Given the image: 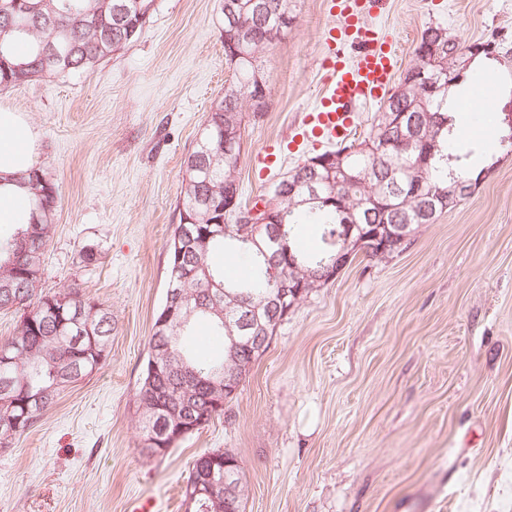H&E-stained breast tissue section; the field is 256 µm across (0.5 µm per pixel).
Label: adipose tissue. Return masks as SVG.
Returning <instances> with one entry per match:
<instances>
[{
	"instance_id": "1",
	"label": "adipose tissue",
	"mask_w": 512,
	"mask_h": 512,
	"mask_svg": "<svg viewBox=\"0 0 512 512\" xmlns=\"http://www.w3.org/2000/svg\"><path fill=\"white\" fill-rule=\"evenodd\" d=\"M38 149L26 113L0 106V224L16 228L28 223L30 194L17 178L35 168Z\"/></svg>"
}]
</instances>
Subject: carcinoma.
I'll list each match as a JSON object with an SVG mask.
<instances>
[{"label": "carcinoma", "instance_id": "cac0c4a2", "mask_svg": "<svg viewBox=\"0 0 512 512\" xmlns=\"http://www.w3.org/2000/svg\"><path fill=\"white\" fill-rule=\"evenodd\" d=\"M126 0H0V90L16 86L18 66L27 69L26 82L46 76H69L95 69L109 58L120 41L112 29V10ZM237 19L247 25L250 59L240 57L244 46L238 29L224 18V60L235 81L215 100L207 121L212 129L203 130L183 162V178L177 204L179 217L186 224L174 225L166 242L169 254L167 287L182 289L189 300L191 315L181 314L183 325L164 329L152 326L146 367L136 391L141 453L162 458L178 440L164 437L166 446L146 444L151 436L167 426L171 413L205 422L201 430L220 416L224 409L212 406V396L224 390V376L240 365H251L262 353L241 344L230 355L231 341L226 336L223 317L235 322L249 307L263 303L278 292L284 278L312 277L336 261L343 244L344 224L356 225L352 237L362 238L372 227L434 223L419 218L423 204L450 181L475 179L469 162L472 151L458 147L460 128L448 112V91L462 85L468 75L448 76V55L457 48L480 47L490 41L459 43L446 29L428 26L415 47L414 67L424 70L425 78L437 86L431 93L426 85H411L400 97H387L388 105L379 108L369 131L336 147L351 149L344 166L353 177H339L333 186L323 184L320 201L301 205L288 197L277 202V225L282 227L277 266H272L254 245L222 233L212 237L201 251L195 247L199 232L208 228L216 215L207 202L224 201V193L240 194L237 166L242 143L234 154L224 155V146L214 126H242L248 95L255 90L256 76H264L267 52L286 34L288 26L277 23L278 0H239ZM18 40L30 45L27 56L14 55ZM57 49L53 59L42 55L47 41ZM406 112L415 118L427 142L407 151L399 127L386 125L385 113ZM20 184L33 195L30 223L17 232L0 237V311L20 315L15 334L0 343V450L32 431L44 412L52 408L59 395L85 380L104 363L112 346V313L85 297L76 288L58 292L39 289L43 274V255L55 224L59 207L58 185L48 173L31 169L19 175ZM307 224L321 228V244L315 250L297 245L299 229ZM28 246L32 264L20 263L19 246ZM186 249L190 264H176V245ZM244 257L251 266L249 276L229 279L224 264L214 261ZM215 283L224 290L219 316L198 307L196 295ZM206 326L224 337L220 357H204L191 349L187 337ZM159 371L151 374V363ZM231 476L234 494L224 498V475ZM245 490L241 468H224V450L205 452L188 465L182 486L184 512H244Z\"/></svg>", "mask_w": 512, "mask_h": 512}]
</instances>
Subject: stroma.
<instances>
[{
	"instance_id": "stroma-1",
	"label": "stroma",
	"mask_w": 512,
	"mask_h": 512,
	"mask_svg": "<svg viewBox=\"0 0 512 512\" xmlns=\"http://www.w3.org/2000/svg\"><path fill=\"white\" fill-rule=\"evenodd\" d=\"M329 6L296 0L267 55V107L242 128L246 202L320 152L262 169L322 92ZM366 21L395 43L399 75L427 26L462 43L499 36L495 124L512 114V0H382ZM232 81L219 0H156L137 40L95 70L0 91L61 194L41 287L81 289L113 327L104 366L0 451V512H126L138 496L177 512L189 462L213 448L240 460L245 512H512V152L469 118L470 143L485 145L475 192L393 257H352L278 325L219 418L163 458L141 455L135 393L182 163Z\"/></svg>"
}]
</instances>
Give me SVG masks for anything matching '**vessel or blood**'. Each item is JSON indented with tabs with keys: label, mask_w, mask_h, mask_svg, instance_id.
Returning a JSON list of instances; mask_svg holds the SVG:
<instances>
[{
	"label": "vessel or blood",
	"mask_w": 512,
	"mask_h": 512,
	"mask_svg": "<svg viewBox=\"0 0 512 512\" xmlns=\"http://www.w3.org/2000/svg\"><path fill=\"white\" fill-rule=\"evenodd\" d=\"M352 0H336L339 31L329 32L323 57L324 90L305 117L299 145L333 144L349 136L358 123L357 105L380 100L396 67V49L373 38Z\"/></svg>",
	"instance_id": "vessel-or-blood-1"
}]
</instances>
